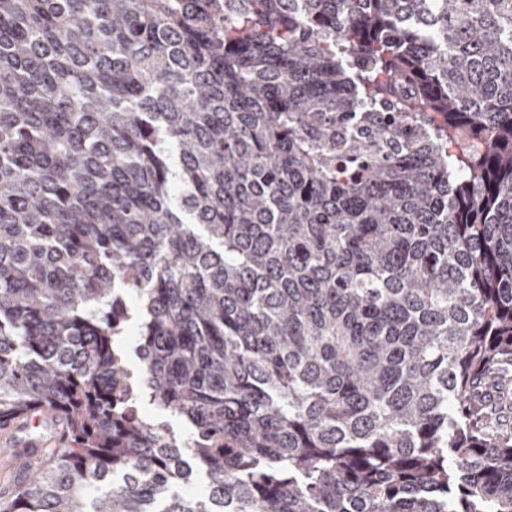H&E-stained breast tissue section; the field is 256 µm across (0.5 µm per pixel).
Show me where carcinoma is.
Wrapping results in <instances>:
<instances>
[{"label":"carcinoma","mask_w":512,"mask_h":512,"mask_svg":"<svg viewBox=\"0 0 512 512\" xmlns=\"http://www.w3.org/2000/svg\"><path fill=\"white\" fill-rule=\"evenodd\" d=\"M510 409L512 0H0V423L65 427L0 512H512ZM141 410L148 419L162 425L165 424L170 434L174 435L176 438L182 439L185 437L184 422L177 416L161 410L147 395L141 403Z\"/></svg>","instance_id":"cac0c4a2"}]
</instances>
